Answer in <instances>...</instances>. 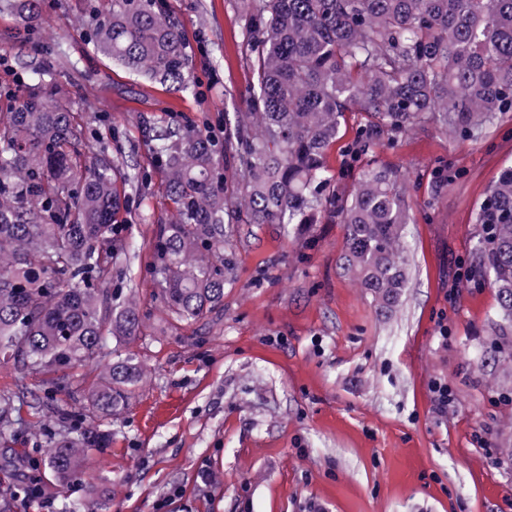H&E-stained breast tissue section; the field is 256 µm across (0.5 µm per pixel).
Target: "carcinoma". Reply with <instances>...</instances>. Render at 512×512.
Returning a JSON list of instances; mask_svg holds the SVG:
<instances>
[{
	"mask_svg": "<svg viewBox=\"0 0 512 512\" xmlns=\"http://www.w3.org/2000/svg\"><path fill=\"white\" fill-rule=\"evenodd\" d=\"M243 42L254 53L246 112L224 113V139L175 119L143 129L174 205L158 225L154 273L184 320L221 306L236 253L226 224L344 225L343 270L392 312L407 279L401 245L410 221L404 179L370 163L348 196L330 192L326 156L344 113L373 122L363 149L430 121L467 140L512 112V0H243ZM0 11L40 27V0H0ZM87 46L136 78L195 93L191 55L166 0H97L76 19ZM51 68L33 70L25 92L0 113V359L33 373L103 357L104 327L133 336L131 305L101 308L124 253L116 216L122 174L104 142L83 138L74 103L56 94ZM481 234L466 278L496 288L497 316L512 324V167L478 214ZM483 361L512 371V337L498 325ZM143 373L119 357L91 394L107 416ZM16 397L0 394V433ZM109 434L60 433L47 450L60 478L80 470L86 448Z\"/></svg>",
	"mask_w": 512,
	"mask_h": 512,
	"instance_id": "cac0c4a2",
	"label": "carcinoma"
}]
</instances>
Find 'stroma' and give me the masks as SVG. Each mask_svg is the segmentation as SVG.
<instances>
[{
	"mask_svg": "<svg viewBox=\"0 0 512 512\" xmlns=\"http://www.w3.org/2000/svg\"><path fill=\"white\" fill-rule=\"evenodd\" d=\"M191 50L196 93L184 98L136 79L87 50L75 27L88 0H43L38 32L0 13V112L33 69L51 65L80 112L85 135L108 138L128 208L118 218L127 252L108 291L135 301L141 329L107 338L109 358L132 357L145 378L107 417L108 447L89 451L62 481L45 465L62 429H91L84 406L104 363L26 373L0 362V392L22 401L9 429L15 454L0 468L12 512H62L66 502L106 512H512V400L483 360L498 308L463 272L479 234L487 189L512 166V112L477 139L429 124L362 150L366 113H346L327 157L334 188L350 194L368 161L407 180L408 283L382 316L339 266L344 227L322 222L286 233L276 224H230L237 254L224 303L181 319L161 299L153 238L168 200L142 130L175 118L206 129L246 109L255 80L241 36L240 0H168ZM447 384L439 407L436 383ZM68 420H61V411ZM211 471L214 485L201 482Z\"/></svg>",
	"mask_w": 512,
	"mask_h": 512,
	"instance_id": "1",
	"label": "stroma"
}]
</instances>
